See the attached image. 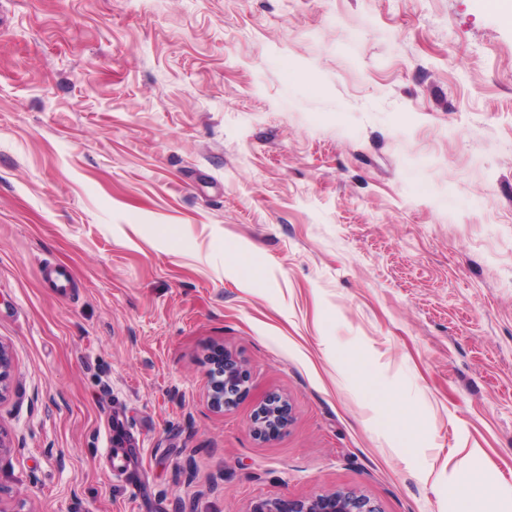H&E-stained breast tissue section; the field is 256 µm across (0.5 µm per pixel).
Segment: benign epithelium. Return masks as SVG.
I'll list each match as a JSON object with an SVG mask.
<instances>
[{
  "label": "benign epithelium",
  "mask_w": 512,
  "mask_h": 512,
  "mask_svg": "<svg viewBox=\"0 0 512 512\" xmlns=\"http://www.w3.org/2000/svg\"><path fill=\"white\" fill-rule=\"evenodd\" d=\"M210 407L223 411L232 407L248 392L247 370L231 352L214 346L206 357ZM13 357L9 348L0 343V402L4 400L11 382ZM290 420L288 402L272 395L255 410L251 431L262 440L277 437ZM250 512H380L372 501L351 491H336L304 500L259 499L251 505Z\"/></svg>",
  "instance_id": "obj_1"
}]
</instances>
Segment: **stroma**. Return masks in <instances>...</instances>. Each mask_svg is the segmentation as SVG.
Segmentation results:
<instances>
[{"mask_svg":"<svg viewBox=\"0 0 512 512\" xmlns=\"http://www.w3.org/2000/svg\"><path fill=\"white\" fill-rule=\"evenodd\" d=\"M0 344L6 512H512V0H0ZM205 363L208 365L209 378L207 398L213 410H226L247 394V370L241 361L223 346L212 347ZM289 420L288 402L281 396L272 395L255 410L251 431L258 439H273L282 432ZM461 475L458 477L457 484L451 489L452 492L465 497L474 493L479 487H487L488 481L483 470L474 468L468 461L460 466ZM250 512H380L372 501L351 491H336L304 500L259 499Z\"/></svg>","mask_w":512,"mask_h":512,"instance_id":"1","label":"stroma"}]
</instances>
